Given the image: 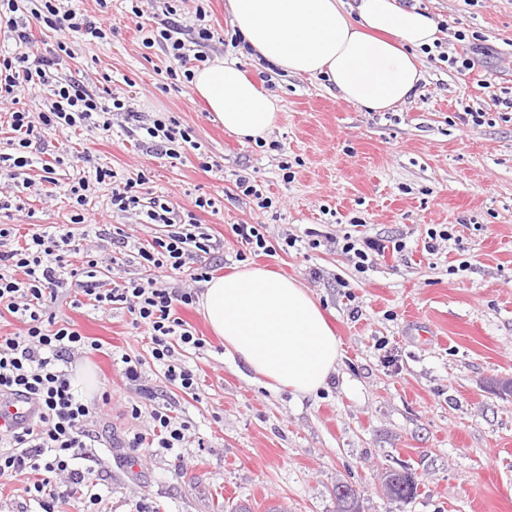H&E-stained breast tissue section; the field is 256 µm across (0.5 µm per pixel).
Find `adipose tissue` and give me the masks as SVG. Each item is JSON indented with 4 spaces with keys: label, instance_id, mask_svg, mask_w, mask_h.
Listing matches in <instances>:
<instances>
[{
    "label": "adipose tissue",
    "instance_id": "adipose-tissue-1",
    "mask_svg": "<svg viewBox=\"0 0 512 512\" xmlns=\"http://www.w3.org/2000/svg\"><path fill=\"white\" fill-rule=\"evenodd\" d=\"M234 31L254 58L295 75H324L343 98L383 112L414 97L424 79L419 51L434 48L436 22L402 0H228ZM192 90L225 131L264 137L277 100L237 62L217 59L195 71ZM201 308L230 355L275 388L319 390L335 371L339 341L298 282L247 268L206 282Z\"/></svg>",
    "mask_w": 512,
    "mask_h": 512
}]
</instances>
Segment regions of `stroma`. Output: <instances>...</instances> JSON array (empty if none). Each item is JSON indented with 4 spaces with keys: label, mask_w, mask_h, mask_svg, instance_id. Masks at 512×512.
Wrapping results in <instances>:
<instances>
[{
    "label": "stroma",
    "mask_w": 512,
    "mask_h": 512,
    "mask_svg": "<svg viewBox=\"0 0 512 512\" xmlns=\"http://www.w3.org/2000/svg\"><path fill=\"white\" fill-rule=\"evenodd\" d=\"M439 23L441 50L424 59L426 76L415 97L384 112H366L344 100L327 77L291 76L252 60L232 45L226 0H181L188 23L204 10L214 37L208 58L238 60L248 77L275 96V128L257 141L225 132L192 89H162L160 70L169 64L160 47H145L143 30L161 12V0H70V8L96 16L107 11L116 28L102 42L70 38L72 54L61 76L81 74L97 90L113 88L143 121L175 118L189 130L192 146L177 161L147 151L132 135L133 120L112 115V128L72 135L45 134L54 173L31 167V187L19 191L0 175V194L12 197L0 223L26 234L43 224L70 223L65 194L70 166L80 153L93 165L122 177L145 175L147 191L165 196L178 214L197 196L214 198L217 214L198 218L224 243L219 275L243 265L261 266L294 279L322 306L341 349L325 388L297 396L255 381L228 355L199 307L180 316L206 341L182 361L199 379L189 397L166 381L145 340L124 309L72 307L73 290H61L50 309L100 349L77 362L74 374L91 372L94 401L111 391L93 428V474L101 485L103 512H336L333 490L343 481L360 493L361 512H512V122L498 116L490 81L512 91V0H414ZM139 13H132V6ZM457 29L478 32L498 56L474 70L456 72L440 61L458 44ZM484 112L482 126L462 125L463 109ZM294 175L284 182V170ZM240 178L258 184L272 204L260 208L236 187ZM87 222L108 234L89 236L86 255L113 257L114 280L167 281L166 269L143 268L138 259L113 254L110 236L124 230L142 245L161 227L113 213L106 195L94 194ZM235 224H262L273 255L238 261ZM454 225L459 245L427 254L428 229ZM315 228L341 236L400 239L403 252H386L375 268L357 272L336 249L282 250L286 236ZM319 280H312L313 271ZM140 358L141 374L157 404L189 420L178 453L161 448L139 462L120 457L118 444L149 432V412L130 415L136 391L126 384L121 354ZM408 470L419 482L412 500L383 495L387 470Z\"/></svg>",
    "instance_id": "35a3bbf8"
}]
</instances>
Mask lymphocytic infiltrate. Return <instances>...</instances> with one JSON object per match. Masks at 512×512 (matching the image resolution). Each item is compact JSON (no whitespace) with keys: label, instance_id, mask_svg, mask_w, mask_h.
<instances>
[{"label":"lymphocytic infiltrate","instance_id":"obj_1","mask_svg":"<svg viewBox=\"0 0 512 512\" xmlns=\"http://www.w3.org/2000/svg\"><path fill=\"white\" fill-rule=\"evenodd\" d=\"M26 0H0V22L7 28V37L16 46L14 52H0V99L15 98L19 90L46 88L50 93L47 111L38 120L28 112L13 111L11 128L16 134L15 151L0 154V171L11 179L21 178L34 156L44 153L42 142L34 138L35 125L51 133L94 125L102 130L112 127L113 111L124 109L119 96L102 102L99 93L75 76L60 77L56 68L64 56L70 55L67 42H45L47 31H66L86 42L106 39L112 34L111 19L106 15L89 16L64 7L62 0H38L26 8ZM161 27L150 30L143 43L146 47L161 45L173 64L166 69L168 79L191 78L186 65L190 50L203 46L213 37L210 28H191L177 18V8L166 5ZM143 144L157 155L176 158L174 144L189 141L188 130L175 119H157L142 127ZM108 193L116 214L136 212L144 223L161 224L166 228L156 238L152 249H139L147 266L167 268L173 275H188L186 287L157 284L155 280H124L106 287L100 278L103 259L89 260L86 267H70L66 255L79 250L81 242L72 231L50 225L32 233L24 246L11 249L7 242L14 233L8 224L0 225V314L12 315L18 327L10 334H0V397L22 395L35 405L32 420L21 427L0 429V476L8 474L23 479L24 491L39 512H60L61 504L77 496L81 512H97L102 501L99 493L88 488L85 475L90 459L89 449L95 441L90 422L99 403H110L111 392H103L100 402L85 401L73 382L76 356L97 350V341L84 336L73 324H60L49 309L59 288L75 282L83 296L95 307L117 306L126 309L134 328L143 330L150 341L151 356L162 369L164 378L184 394L196 395L195 374L176 358V349H200L205 342L179 316V308L193 306L198 294L197 283L208 281L211 264L202 263V256L219 252L223 244L199 231L197 211L207 210L213 202L197 197L195 212L175 215L162 196H145L137 181L120 180L116 171L98 167L93 173L70 182L68 195L76 213L71 221H85L83 208L89 189ZM405 244L396 240L386 243L374 237L344 235L339 251L351 261L358 272L374 267L386 250L403 251ZM123 376L136 384L140 399L152 402L154 422L151 434H133L124 440L131 457L142 449L181 447L189 421L173 416L167 406L154 405L152 387L141 382V359L122 355Z\"/></svg>","mask_w":512,"mask_h":512}]
</instances>
